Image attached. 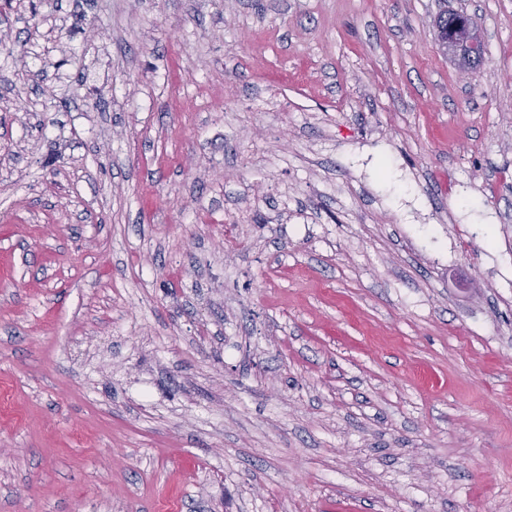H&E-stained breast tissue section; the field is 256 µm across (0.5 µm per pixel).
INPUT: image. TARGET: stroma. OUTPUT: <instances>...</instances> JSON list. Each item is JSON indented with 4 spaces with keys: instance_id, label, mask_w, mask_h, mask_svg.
Instances as JSON below:
<instances>
[{
    "instance_id": "stroma-1",
    "label": "stroma",
    "mask_w": 512,
    "mask_h": 512,
    "mask_svg": "<svg viewBox=\"0 0 512 512\" xmlns=\"http://www.w3.org/2000/svg\"><path fill=\"white\" fill-rule=\"evenodd\" d=\"M0 512H512V0L0 8ZM440 42L442 49L457 61L462 73H469L485 61L484 42L475 25H468L462 45L442 39Z\"/></svg>"
}]
</instances>
